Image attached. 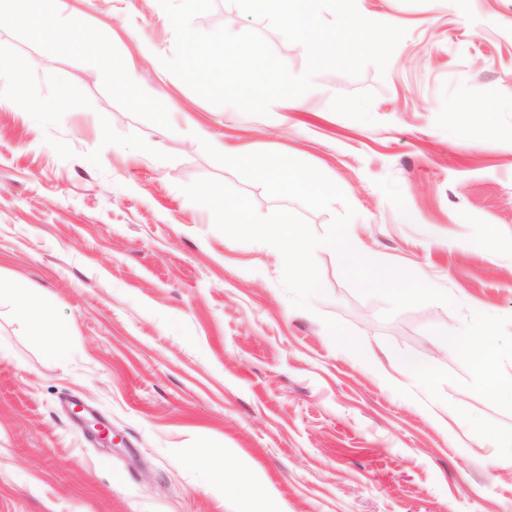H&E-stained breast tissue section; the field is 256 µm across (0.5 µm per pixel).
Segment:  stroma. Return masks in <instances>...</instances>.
Listing matches in <instances>:
<instances>
[{
	"mask_svg": "<svg viewBox=\"0 0 512 512\" xmlns=\"http://www.w3.org/2000/svg\"><path fill=\"white\" fill-rule=\"evenodd\" d=\"M406 28L385 73L327 71L268 115L214 105L162 64L175 33L159 0H53L72 41L0 11V285L43 290L70 350L0 299V512H512V465L487 466L512 402L485 391L473 347L512 345V0H356ZM201 32L261 33L292 73L306 51L215 0ZM108 46L107 66L95 65ZM74 94L66 112L30 100ZM206 132L198 139L196 129ZM278 152L337 184L312 211L211 159ZM219 180L260 215L324 233L346 207L371 255L449 294L387 315L336 254L316 252L323 295L292 305L270 245L238 242L184 185ZM455 325L465 347H439ZM363 339L358 362L334 331ZM435 378L387 383L402 353ZM116 435L107 445L72 411Z\"/></svg>",
	"mask_w": 512,
	"mask_h": 512,
	"instance_id": "1",
	"label": "stroma"
}]
</instances>
